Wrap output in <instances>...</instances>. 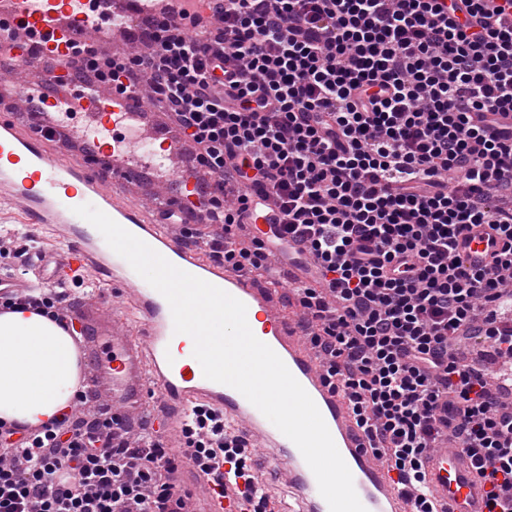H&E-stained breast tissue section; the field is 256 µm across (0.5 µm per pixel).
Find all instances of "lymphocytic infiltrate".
Masks as SVG:
<instances>
[{"label": "lymphocytic infiltrate", "instance_id": "1", "mask_svg": "<svg viewBox=\"0 0 512 512\" xmlns=\"http://www.w3.org/2000/svg\"><path fill=\"white\" fill-rule=\"evenodd\" d=\"M179 15L139 18L138 51L76 45L73 73L163 104L213 178L208 245L232 270L265 267L245 231L249 189L265 193L284 257L311 260L292 289L306 340L413 512H432L420 469L444 434L489 512H512V402L453 351L469 336L512 358V0H217ZM471 224L504 241L488 268L454 253ZM0 310L62 326L70 300L31 291ZM182 465L217 484L233 469L243 512L278 495L212 411L175 454L150 430L132 440L111 417L64 412L27 437L0 423V512H181Z\"/></svg>", "mask_w": 512, "mask_h": 512}]
</instances>
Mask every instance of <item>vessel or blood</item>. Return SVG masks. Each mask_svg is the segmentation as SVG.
Wrapping results in <instances>:
<instances>
[{"label":"vessel or blood","mask_w":512,"mask_h":512,"mask_svg":"<svg viewBox=\"0 0 512 512\" xmlns=\"http://www.w3.org/2000/svg\"><path fill=\"white\" fill-rule=\"evenodd\" d=\"M87 4L88 0H0V67L19 73L33 57L50 58L52 64L40 79L55 88L52 106L73 115L91 114L92 129L101 142L97 163L112 166L111 180H104L97 164L50 150L48 129L23 134L15 125L0 121V199L10 201L35 223L49 225L64 244L58 252L32 249L29 277L0 269V295L65 288L75 272L88 268L95 273L91 288H101L108 279L121 285L133 318L142 328L143 341L129 336L121 322L106 329L81 313L71 315L70 330L96 340L85 372L89 391L101 400L120 403L115 416L125 421L131 412L145 407V380L153 378L159 390L153 426L178 444L197 405H207L244 439L268 449L274 465L271 478L287 483L296 498L295 503H281L277 512H329L294 443L237 390L206 379L193 354L174 350L177 336L166 299L115 255L100 232L73 209L89 203L119 225H133L135 236L173 265L246 305L250 328L258 329L259 340L276 352L316 403L367 512H411L410 499L400 490L396 473L374 456L347 401L329 385L315 354L299 341L282 310L281 289L253 274L226 268L211 259L204 246L173 233L174 216L197 202L192 193L195 180H187V193L164 196L151 219L138 203L116 198L113 184L133 186L144 168L159 158L173 159L174 153L169 150L155 156L142 134L128 126V118L145 109L141 95L116 88L92 91L67 79L71 45L98 39L106 25L121 32L129 22L121 10L91 15ZM501 248L500 239L488 226L474 224L458 238L455 252L464 266L480 269L488 267ZM425 468L428 497L436 512H488L485 488L458 442L441 439L430 449ZM200 487L205 512H239L235 499L221 494L213 482L201 481Z\"/></svg>","instance_id":"obj_1"}]
</instances>
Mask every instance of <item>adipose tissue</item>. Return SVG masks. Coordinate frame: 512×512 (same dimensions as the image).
I'll list each match as a JSON object with an SVG mask.
<instances>
[{
  "instance_id": "1",
  "label": "adipose tissue",
  "mask_w": 512,
  "mask_h": 512,
  "mask_svg": "<svg viewBox=\"0 0 512 512\" xmlns=\"http://www.w3.org/2000/svg\"><path fill=\"white\" fill-rule=\"evenodd\" d=\"M81 385L79 355L65 330L28 311L0 313V421H49Z\"/></svg>"
}]
</instances>
